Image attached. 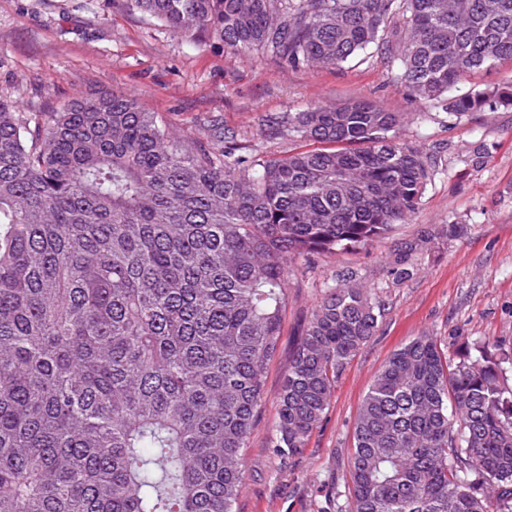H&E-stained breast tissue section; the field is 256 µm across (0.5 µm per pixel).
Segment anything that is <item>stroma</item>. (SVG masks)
Returning a JSON list of instances; mask_svg holds the SVG:
<instances>
[{
	"mask_svg": "<svg viewBox=\"0 0 512 512\" xmlns=\"http://www.w3.org/2000/svg\"><path fill=\"white\" fill-rule=\"evenodd\" d=\"M122 92L178 136L219 126L245 154L280 157L309 143L281 136L266 117L366 100L403 120L398 139L432 160L414 217L386 239L332 257L292 259L288 307L265 395L245 451L234 512H336L350 495L361 401L389 355L413 338L444 351L473 342L512 350V106L463 116L411 98L366 51L342 68L288 66L197 44L126 0H0V99L19 112H52L91 90ZM407 259L410 275L395 271ZM357 284L385 311L336 382L305 448H275L278 395L306 324L328 286Z\"/></svg>",
	"mask_w": 512,
	"mask_h": 512,
	"instance_id": "1",
	"label": "stroma"
}]
</instances>
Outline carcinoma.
I'll use <instances>...</instances> for the list:
<instances>
[{"label":"carcinoma","mask_w":512,"mask_h":512,"mask_svg":"<svg viewBox=\"0 0 512 512\" xmlns=\"http://www.w3.org/2000/svg\"><path fill=\"white\" fill-rule=\"evenodd\" d=\"M196 42L339 68L374 46L408 94L450 114L512 62V0H127ZM401 115L356 101L274 117L319 147L253 159L175 137L116 92L55 112L0 101V512H233L288 261L388 236L430 179ZM368 291L333 286L277 404L278 452L322 420L375 332ZM512 353L452 358L417 336L363 397L345 512H512ZM512 84V64L506 62L490 73H477L466 77L459 85L462 92L481 90L486 86L504 87Z\"/></svg>","instance_id":"cac0c4a2"}]
</instances>
